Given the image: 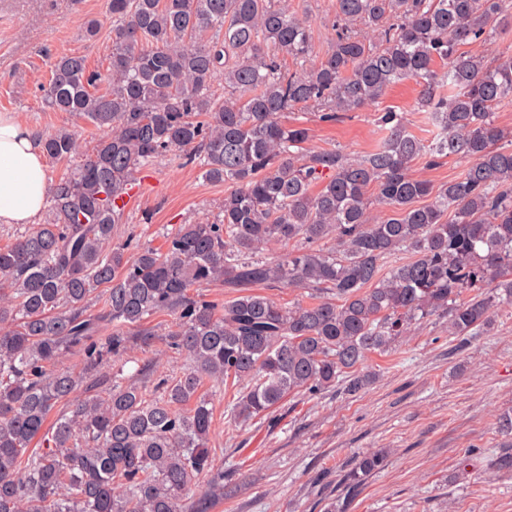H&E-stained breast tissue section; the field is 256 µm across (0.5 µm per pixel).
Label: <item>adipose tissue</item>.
<instances>
[{
    "label": "adipose tissue",
    "instance_id": "1",
    "mask_svg": "<svg viewBox=\"0 0 512 512\" xmlns=\"http://www.w3.org/2000/svg\"><path fill=\"white\" fill-rule=\"evenodd\" d=\"M41 138L16 113H0V224H34L47 198Z\"/></svg>",
    "mask_w": 512,
    "mask_h": 512
}]
</instances>
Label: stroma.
Listing matches in <instances>:
<instances>
[{"instance_id":"1","label":"stroma","mask_w":512,"mask_h":512,"mask_svg":"<svg viewBox=\"0 0 512 512\" xmlns=\"http://www.w3.org/2000/svg\"><path fill=\"white\" fill-rule=\"evenodd\" d=\"M288 9L309 17L315 44L312 63L329 50L336 0H288ZM96 23V35L87 26ZM108 0H0V113H17L40 134L74 131L81 149L100 130L42 101L52 61L84 57L89 69H106L112 54ZM420 87L408 79L393 85L378 106L322 121L299 109L288 122L310 130L309 148L361 156L385 135L376 112L403 113L408 130L429 140L435 130L419 105ZM138 193L116 242H129L126 257L140 247H160L175 224L221 223L227 182L204 178L196 164L161 157L140 173ZM123 367L130 375L152 365L156 373L181 374L184 355L164 342L155 351L134 349ZM377 380L358 396L330 389L289 395L271 420L246 427L224 412L237 389L214 396L210 445L224 464V490L211 512H327L346 502L345 512H512V472L497 470L496 453L512 445L499 419L512 415V306L494 308L491 329L452 336L442 318H431L384 355H371ZM383 448L384 470L366 477L353 498L341 483L362 453Z\"/></svg>"}]
</instances>
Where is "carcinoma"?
I'll return each mask as SVG.
<instances>
[{"label":"carcinoma","instance_id":"obj_1","mask_svg":"<svg viewBox=\"0 0 512 512\" xmlns=\"http://www.w3.org/2000/svg\"><path fill=\"white\" fill-rule=\"evenodd\" d=\"M109 10L106 70L63 55L44 86L47 108L105 134L48 187L46 221L0 247V512H208L210 496L189 493L203 475L215 489L224 480L209 390L244 383L227 412L247 426L291 393H361L368 355L425 319L469 336L490 327L496 304L512 305V134L494 121L512 103V49H463L512 27V0H336L334 41L309 68L310 28L278 0ZM406 79L436 129L428 143L383 111L382 144L351 158L306 149L309 129L281 120L313 108L334 121ZM43 144L53 162L78 154L68 129ZM164 154L233 184L223 222L180 224L127 259L112 232L137 174ZM449 157L468 165L436 191L411 173L417 159ZM399 253L409 258L382 272ZM218 281L232 293L224 304L196 293ZM263 287L312 302L280 303ZM160 313L172 321L159 330L148 319ZM156 336L188 366L150 390L110 378L86 395L82 376L52 369L73 352L98 373ZM387 457L361 456L348 493Z\"/></svg>","mask_w":512,"mask_h":512}]
</instances>
